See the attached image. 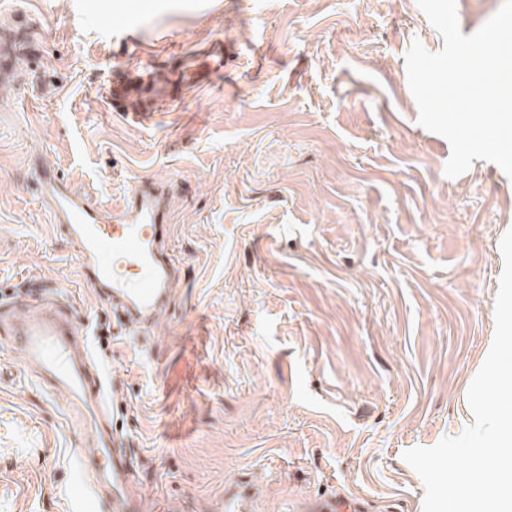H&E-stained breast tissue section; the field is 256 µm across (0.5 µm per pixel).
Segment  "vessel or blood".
<instances>
[{
  "label": "vessel or blood",
  "instance_id": "obj_1",
  "mask_svg": "<svg viewBox=\"0 0 512 512\" xmlns=\"http://www.w3.org/2000/svg\"><path fill=\"white\" fill-rule=\"evenodd\" d=\"M39 49L30 19L0 29V91L15 89L18 60ZM212 65L183 78L188 92L210 88L212 72L222 70L224 56L207 53ZM139 89L130 80L112 84V109L137 118L142 114ZM50 221L63 230L75 249L83 280L112 300V331L141 335L167 309L181 267L168 253L171 233L169 199L172 179L130 181L123 200L104 219L96 193L75 190L50 169L36 174ZM0 335L12 340L32 378L46 392L65 393L81 417L71 432L78 443L74 456L73 499L83 512H136L129 493L135 479L131 461L112 425L103 372L92 362L87 332L69 310L52 298H42L31 315L13 310L0 315ZM259 493L253 481L224 486V512H255ZM360 503L349 496L328 495L311 501L309 512H358Z\"/></svg>",
  "mask_w": 512,
  "mask_h": 512
}]
</instances>
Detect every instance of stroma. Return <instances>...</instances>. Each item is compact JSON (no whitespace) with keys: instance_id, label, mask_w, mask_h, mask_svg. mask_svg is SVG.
Masks as SVG:
<instances>
[{"instance_id":"obj_1","label":"stroma","mask_w":512,"mask_h":512,"mask_svg":"<svg viewBox=\"0 0 512 512\" xmlns=\"http://www.w3.org/2000/svg\"><path fill=\"white\" fill-rule=\"evenodd\" d=\"M42 43L0 104V290L61 287L78 321L111 318L39 201L57 168L114 206L171 178L185 274L144 336L102 368L140 512H220L263 483L260 512L324 493L363 512H423L403 455L474 425L512 230V177L418 123L405 56L443 40L417 0H0ZM224 45L207 94L180 78ZM153 83L140 122L104 97L117 71ZM65 395L0 338V512H75ZM258 497L256 482L227 483L224 485V512H254Z\"/></svg>"}]
</instances>
